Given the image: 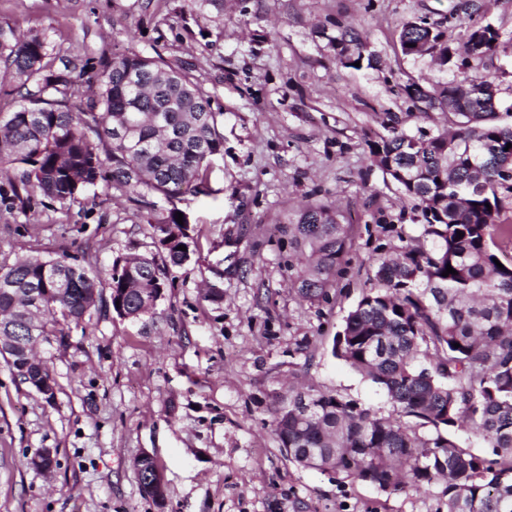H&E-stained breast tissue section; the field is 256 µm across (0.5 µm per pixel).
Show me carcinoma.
<instances>
[{"instance_id":"cac0c4a2","label":"carcinoma","mask_w":512,"mask_h":512,"mask_svg":"<svg viewBox=\"0 0 512 512\" xmlns=\"http://www.w3.org/2000/svg\"><path fill=\"white\" fill-rule=\"evenodd\" d=\"M500 34L471 20L455 45L423 20L406 22V56L439 51L438 64L460 67L499 47ZM339 61L375 68L378 58L352 28L332 39ZM0 77L26 90L11 112L0 111V212L24 216L35 196L62 210L104 184L147 210V224L166 261L179 266L189 237L175 218L182 197L209 193L207 172L224 152V113L189 66L136 52L101 53L77 65L49 49L44 34L17 33L0 19ZM403 92L427 114L453 117L451 129L416 137L386 115L389 135L367 139L373 166L398 185L419 212L422 242L380 259L375 281L348 312L332 355L376 384L407 417L371 414L313 387L288 400L274 431L288 458L379 489L406 483L443 485L446 512H512V256L498 241L512 225L497 222V190L508 187L512 126L497 121L496 87L474 75L460 83ZM464 236L457 237V232ZM288 240L291 286L311 301L328 297L351 244L324 203L300 205L280 226ZM451 266L457 274L442 273ZM155 258L117 259L108 279L112 309L135 321L156 306L164 288ZM0 309L35 288L42 296L44 335L80 326L101 300L98 272L78 258L26 256L0 266ZM460 347H454V344ZM311 404L302 407V399ZM482 436L492 457L460 447L453 429Z\"/></svg>"}]
</instances>
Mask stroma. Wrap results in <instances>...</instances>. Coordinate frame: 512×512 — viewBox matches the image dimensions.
I'll use <instances>...</instances> for the list:
<instances>
[{
	"label": "stroma",
	"mask_w": 512,
	"mask_h": 512,
	"mask_svg": "<svg viewBox=\"0 0 512 512\" xmlns=\"http://www.w3.org/2000/svg\"><path fill=\"white\" fill-rule=\"evenodd\" d=\"M474 17L500 33L476 67L510 105L512 0H0V18L41 31L67 58L137 52L191 63L224 112L212 193L181 204L190 258L169 269L156 308L136 321L98 308L41 343L56 380L50 402L0 359V512H440L437 485L382 491L297 466L273 421L293 386L394 411L331 352L378 259L420 232L366 141L388 113L414 134L448 125L401 87L462 73L403 55L399 33L420 18L460 42ZM341 25L366 37L376 68L338 62L329 40ZM307 201L331 204L352 227L325 302L291 286L276 232ZM35 211L27 224L0 216V264L67 253L105 281L116 259L161 255L145 209L107 192L67 215ZM212 284L221 300H205ZM41 448L55 459L47 475L29 464ZM144 452L163 470L165 501L140 492L132 463Z\"/></svg>",
	"instance_id": "obj_1"
}]
</instances>
